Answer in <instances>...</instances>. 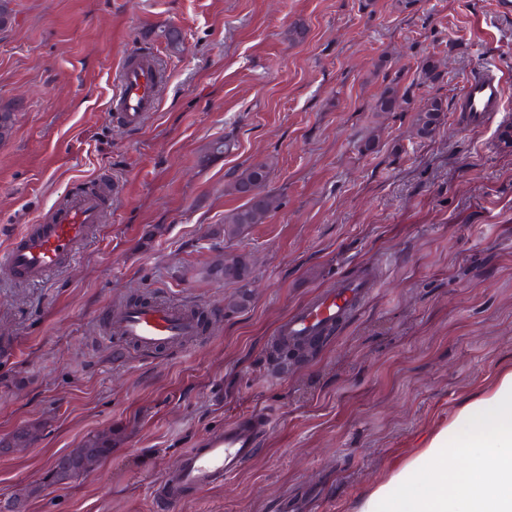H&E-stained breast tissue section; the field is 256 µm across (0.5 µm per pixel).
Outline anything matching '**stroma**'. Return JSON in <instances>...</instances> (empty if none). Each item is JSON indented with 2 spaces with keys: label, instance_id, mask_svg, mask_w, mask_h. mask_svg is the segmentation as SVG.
Returning a JSON list of instances; mask_svg holds the SVG:
<instances>
[{
  "label": "stroma",
  "instance_id": "obj_1",
  "mask_svg": "<svg viewBox=\"0 0 512 512\" xmlns=\"http://www.w3.org/2000/svg\"><path fill=\"white\" fill-rule=\"evenodd\" d=\"M0 29V250L49 223L92 179L119 185L75 259L41 283L0 273V512H152L181 453L237 413L271 421L261 451L222 488L176 512H353L512 364V16L495 0H13ZM302 30L293 39V27ZM177 30L181 45L162 32ZM150 49L167 72L156 112L106 117L112 73ZM442 75L421 79L427 57ZM493 66L502 112L455 104ZM403 112L374 105L388 84ZM373 150H365L366 140ZM215 141L224 153L207 155ZM272 161L279 207L241 239L224 219L230 173ZM250 253V302L224 310L225 251ZM367 276L373 293L310 361L276 370L278 323L317 291ZM160 295L211 309L190 351L140 354L107 336L106 308ZM112 452L83 479L55 461L97 432ZM448 111V104L436 97L430 98L423 109L418 111L417 133L422 138L431 137Z\"/></svg>",
  "mask_w": 512,
  "mask_h": 512
}]
</instances>
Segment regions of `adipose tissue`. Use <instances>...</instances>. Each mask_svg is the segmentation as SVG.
<instances>
[{
	"mask_svg": "<svg viewBox=\"0 0 512 512\" xmlns=\"http://www.w3.org/2000/svg\"><path fill=\"white\" fill-rule=\"evenodd\" d=\"M423 491L412 486L421 475ZM354 512H512V365L429 434L423 448L362 494Z\"/></svg>",
	"mask_w": 512,
	"mask_h": 512,
	"instance_id": "ef3b65f1",
	"label": "adipose tissue"
}]
</instances>
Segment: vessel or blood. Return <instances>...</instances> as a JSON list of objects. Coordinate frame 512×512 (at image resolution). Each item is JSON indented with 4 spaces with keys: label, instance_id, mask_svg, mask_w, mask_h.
Listing matches in <instances>:
<instances>
[{
    "label": "vessel or blood",
    "instance_id": "b4317fda",
    "mask_svg": "<svg viewBox=\"0 0 512 512\" xmlns=\"http://www.w3.org/2000/svg\"><path fill=\"white\" fill-rule=\"evenodd\" d=\"M162 78L149 56H125L109 104L114 118L127 128H141L157 108ZM505 90L503 75L491 71L473 75L464 86L458 109L476 122H489L502 107ZM103 221L102 194L95 186H87L56 206L51 223L27 230L11 242L0 254V269L19 286L43 281L70 264L79 243ZM370 284L367 278L347 279L336 288L318 291L280 323V333L299 341L321 336L370 295ZM104 329L145 353L182 346L188 337L201 333L195 317L158 296L125 304L118 317L105 320ZM268 430L266 415L247 411L186 449L177 468L160 482L153 500L156 512H167L221 486L258 452Z\"/></svg>",
    "mask_w": 512,
    "mask_h": 512
}]
</instances>
